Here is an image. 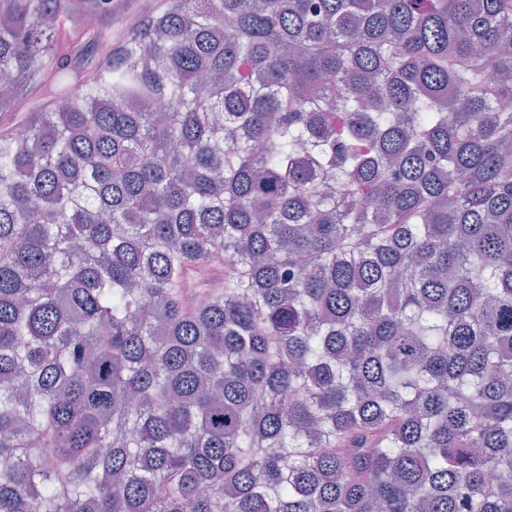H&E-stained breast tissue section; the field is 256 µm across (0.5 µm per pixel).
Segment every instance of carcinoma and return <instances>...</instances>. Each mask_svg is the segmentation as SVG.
I'll return each mask as SVG.
<instances>
[{
	"mask_svg": "<svg viewBox=\"0 0 512 512\" xmlns=\"http://www.w3.org/2000/svg\"><path fill=\"white\" fill-rule=\"evenodd\" d=\"M163 2L0 0V512H512V0ZM148 1H152L151 3L153 4L156 0L117 1V10L112 15V35H116L127 24L132 23L136 13L139 14V12L142 11V7L145 6V3H149ZM128 5L131 7L129 12L127 10Z\"/></svg>",
	"mask_w": 512,
	"mask_h": 512,
	"instance_id": "cac0c4a2",
	"label": "carcinoma"
}]
</instances>
